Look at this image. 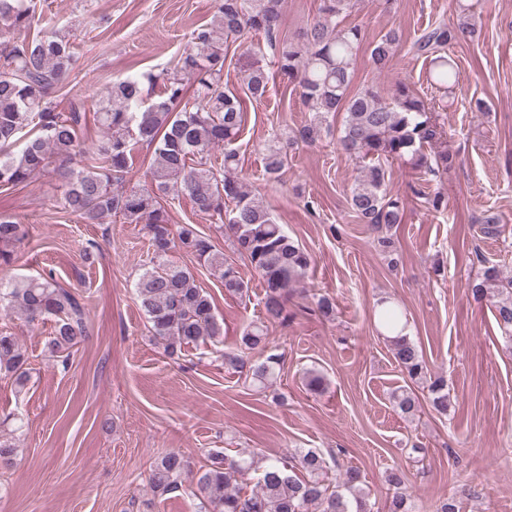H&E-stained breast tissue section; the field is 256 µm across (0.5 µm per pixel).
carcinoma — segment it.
<instances>
[{
  "mask_svg": "<svg viewBox=\"0 0 512 512\" xmlns=\"http://www.w3.org/2000/svg\"><path fill=\"white\" fill-rule=\"evenodd\" d=\"M459 22L439 23L415 41L419 56L429 59V81L439 90L457 81V66L448 48L477 30L471 22L472 5L457 0ZM352 0H320L318 15L299 38L279 37L283 0H215L210 23L193 31L171 72L144 73L112 82L108 97L99 102L95 120L102 130L96 150L84 153L79 140L84 113L73 106L68 113L48 100L50 91L70 72L73 43L57 34L26 32L34 22L33 0H0V187L18 186L43 175L59 181V206L86 224H100L120 216L127 224H142L149 237L153 265L136 289L154 339L173 358L207 340L220 341L224 326L218 320L212 296L194 273L167 260L178 246L199 265L217 276L224 295L243 297L249 285L212 239L192 224L170 223L162 203L169 192L187 196L194 208L217 217L235 251L246 258L265 286L266 320L288 323V299L295 284L310 268L311 254L277 224L263 202L238 176L235 143L244 124L242 98L261 101L269 92V74L251 65L243 76L240 97L225 92L224 61L229 44L247 33L263 34L278 72L298 83L309 120L288 135H273L264 148V173L269 183L280 181L288 149L297 143L315 145L327 129V119L346 113L338 144L354 160L363 162L350 189L351 210L379 232L401 223L404 203L389 189V159L410 158L434 175L448 169V151L437 146L440 135L436 109L405 83L391 97L374 87L351 91L354 67L365 32L359 25L342 24ZM401 40L391 28L372 43L370 59L376 70L390 67ZM194 86L187 97V82ZM160 84L155 99L144 96V85ZM155 148L149 169L150 186L125 187L138 147ZM224 148L220 165L212 150ZM26 236L24 225L0 214V266L13 261L14 249ZM379 252L397 262L394 238L375 239ZM474 300L494 298L500 329L512 342V277L496 266H486L471 286ZM0 306L29 323L55 322L49 349L62 368L71 350L88 335L85 307L79 295L60 285L53 275L15 279L0 288ZM385 332L405 329L403 310L388 303L377 311ZM394 359L413 383H426L431 407L448 414V390L441 378H432L419 346L407 336L389 338ZM267 326L247 325L236 346L222 353L224 368L238 373L252 386L271 387L280 371V356L270 354L260 363L251 354L269 348ZM0 378L23 387L29 379L28 357L18 338L0 332ZM397 408L411 415L420 406L408 388L394 395ZM188 461L167 453L150 468L148 485L160 495L177 491ZM327 461L307 449L273 458L243 455L230 460L221 449L211 452L210 466L200 474L193 496L199 512H374L370 493L359 470L349 468L336 482L326 479ZM260 476L247 493L240 482L250 472ZM392 490L388 512H415L405 492L404 472L386 475Z\"/></svg>",
  "mask_w": 512,
  "mask_h": 512,
  "instance_id": "carcinoma-1",
  "label": "carcinoma"
}]
</instances>
